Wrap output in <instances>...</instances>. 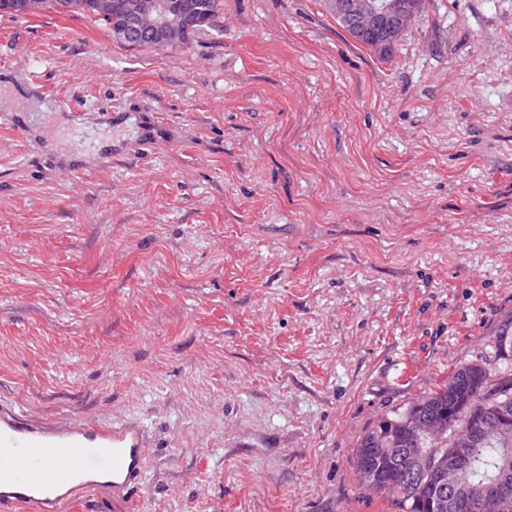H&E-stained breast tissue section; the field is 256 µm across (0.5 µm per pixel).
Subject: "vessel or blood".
Here are the masks:
<instances>
[{
    "label": "vessel or blood",
    "instance_id": "1",
    "mask_svg": "<svg viewBox=\"0 0 512 512\" xmlns=\"http://www.w3.org/2000/svg\"><path fill=\"white\" fill-rule=\"evenodd\" d=\"M145 450L140 428L61 425L41 426L0 410V484L16 482L24 491L14 503L37 512H67L75 498L74 482L84 491L110 490L123 496L141 482Z\"/></svg>",
    "mask_w": 512,
    "mask_h": 512
}]
</instances>
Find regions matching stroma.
Returning <instances> with one entry per match:
<instances>
[{
	"label": "stroma",
	"instance_id": "stroma-1",
	"mask_svg": "<svg viewBox=\"0 0 512 512\" xmlns=\"http://www.w3.org/2000/svg\"><path fill=\"white\" fill-rule=\"evenodd\" d=\"M0 405L138 425L83 512H399L361 438L512 334V0L392 56L325 0H224L143 50L0 15Z\"/></svg>",
	"mask_w": 512,
	"mask_h": 512
}]
</instances>
